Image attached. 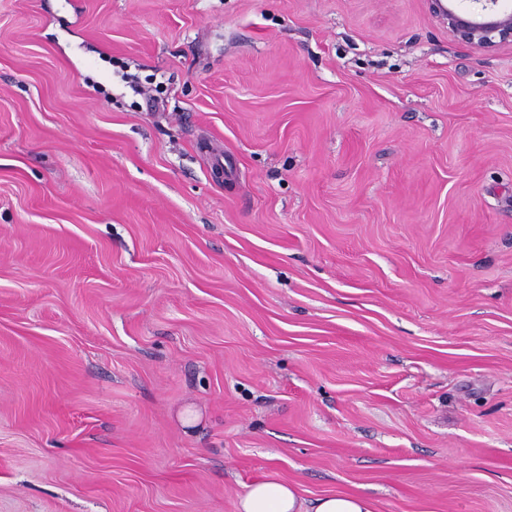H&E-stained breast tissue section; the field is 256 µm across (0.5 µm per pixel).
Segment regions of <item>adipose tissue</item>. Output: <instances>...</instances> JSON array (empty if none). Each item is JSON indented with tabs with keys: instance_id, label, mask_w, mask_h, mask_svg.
Wrapping results in <instances>:
<instances>
[{
	"instance_id": "1",
	"label": "adipose tissue",
	"mask_w": 512,
	"mask_h": 512,
	"mask_svg": "<svg viewBox=\"0 0 512 512\" xmlns=\"http://www.w3.org/2000/svg\"><path fill=\"white\" fill-rule=\"evenodd\" d=\"M238 512H374L372 502L357 494L329 493L308 503L298 486L268 475L246 485Z\"/></svg>"
}]
</instances>
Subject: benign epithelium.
<instances>
[{
	"label": "benign epithelium",
	"instance_id": "1",
	"mask_svg": "<svg viewBox=\"0 0 512 512\" xmlns=\"http://www.w3.org/2000/svg\"><path fill=\"white\" fill-rule=\"evenodd\" d=\"M472 2L481 5V12H459L447 0H430V7L455 40L475 50L490 52L501 43L512 42V8L500 7V0Z\"/></svg>",
	"mask_w": 512,
	"mask_h": 512
}]
</instances>
